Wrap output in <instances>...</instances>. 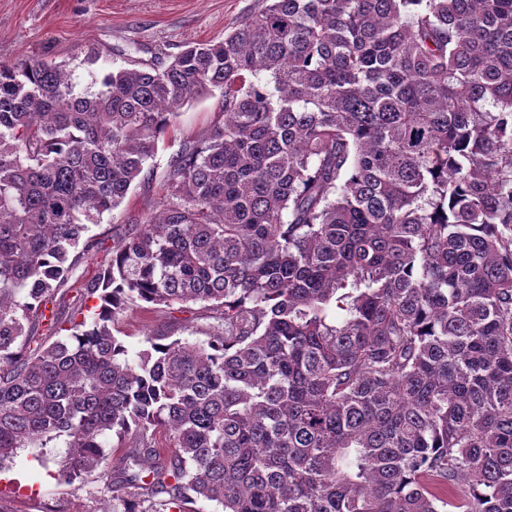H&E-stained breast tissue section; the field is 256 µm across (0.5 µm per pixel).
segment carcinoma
I'll list each match as a JSON object with an SVG mask.
<instances>
[{
    "instance_id": "obj_1",
    "label": "carcinoma",
    "mask_w": 512,
    "mask_h": 512,
    "mask_svg": "<svg viewBox=\"0 0 512 512\" xmlns=\"http://www.w3.org/2000/svg\"><path fill=\"white\" fill-rule=\"evenodd\" d=\"M215 90L93 313L45 317ZM198 303L200 342L113 333ZM60 438L58 479L98 472L120 512H512V0H266L87 84L0 64V470ZM222 96L215 90L209 94L178 108V117L159 141L154 165L153 179L149 184L137 185L128 193L124 201L112 212L103 216L101 223L91 225L89 235H93L96 245L93 251L77 263L67 280L53 298L55 307L62 308L63 302L71 308L81 301L84 284L100 269L103 261L112 256V246L130 224H144L162 209L164 183L170 158L190 139L196 138L213 122L220 119Z\"/></svg>"
}]
</instances>
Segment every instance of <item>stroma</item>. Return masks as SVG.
Masks as SVG:
<instances>
[{
    "mask_svg": "<svg viewBox=\"0 0 512 512\" xmlns=\"http://www.w3.org/2000/svg\"><path fill=\"white\" fill-rule=\"evenodd\" d=\"M263 6L264 0H0V63L48 58L67 64L86 81L99 76L105 66L142 62L162 68L186 44L222 39ZM92 47L101 53L94 67L83 62ZM221 109L217 91L179 107L173 126L159 141L152 181L133 187L116 209L92 226L95 248L69 273L55 305L79 302L84 284L111 257L120 234L161 210L170 158L218 120ZM206 324L201 307L195 305L130 309L119 315L115 328L133 354L144 345L147 333L171 330L192 341L196 329ZM34 455L31 448L22 451L11 468L0 473V512H102L107 500L97 492L96 476L75 488L48 477Z\"/></svg>",
    "mask_w": 512,
    "mask_h": 512,
    "instance_id": "obj_1",
    "label": "stroma"
}]
</instances>
